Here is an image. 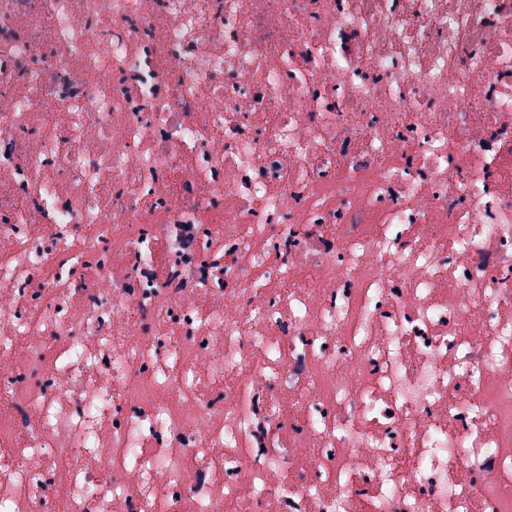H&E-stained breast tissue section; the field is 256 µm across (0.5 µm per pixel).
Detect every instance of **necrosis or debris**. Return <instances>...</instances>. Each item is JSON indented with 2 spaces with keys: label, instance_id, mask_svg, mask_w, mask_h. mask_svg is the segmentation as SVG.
<instances>
[{
  "label": "necrosis or debris",
  "instance_id": "obj_1",
  "mask_svg": "<svg viewBox=\"0 0 512 512\" xmlns=\"http://www.w3.org/2000/svg\"><path fill=\"white\" fill-rule=\"evenodd\" d=\"M0 512H512V0H0Z\"/></svg>",
  "mask_w": 512,
  "mask_h": 512
}]
</instances>
